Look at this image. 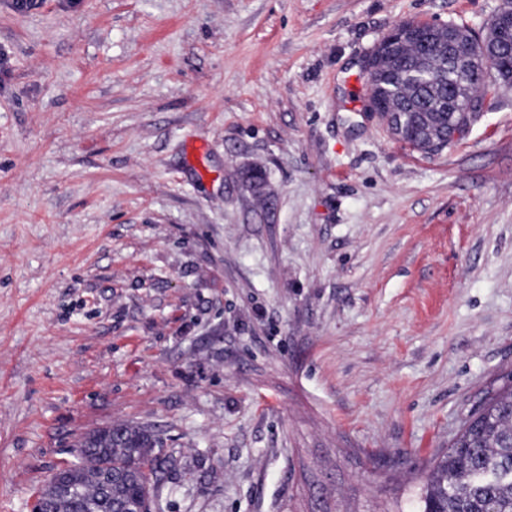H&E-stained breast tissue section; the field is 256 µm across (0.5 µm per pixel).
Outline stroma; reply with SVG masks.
<instances>
[{"label": "stroma", "instance_id": "1", "mask_svg": "<svg viewBox=\"0 0 512 512\" xmlns=\"http://www.w3.org/2000/svg\"><path fill=\"white\" fill-rule=\"evenodd\" d=\"M500 4L0 0V512L117 421L153 512H416L512 384V88L436 155L354 88Z\"/></svg>", "mask_w": 512, "mask_h": 512}]
</instances>
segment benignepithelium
Here are the masks:
<instances>
[{"label":"benign epithelium","instance_id":"benign-epithelium-1","mask_svg":"<svg viewBox=\"0 0 512 512\" xmlns=\"http://www.w3.org/2000/svg\"><path fill=\"white\" fill-rule=\"evenodd\" d=\"M429 46L447 58L461 78L482 80L512 78V0H502L484 33L451 23L414 24L402 22L383 35L376 43L363 71L369 86L368 112L396 138H401L403 116L380 95L383 82L403 79V73L388 68L394 54H405L414 48ZM485 96L471 88L462 98L445 104L451 113L448 142L466 136L480 118Z\"/></svg>","mask_w":512,"mask_h":512}]
</instances>
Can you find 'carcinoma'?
I'll return each mask as SVG.
<instances>
[{
    "label": "carcinoma",
    "mask_w": 512,
    "mask_h": 512,
    "mask_svg": "<svg viewBox=\"0 0 512 512\" xmlns=\"http://www.w3.org/2000/svg\"><path fill=\"white\" fill-rule=\"evenodd\" d=\"M436 80L423 87L405 86L391 94L398 108L418 101L434 113L437 130L448 132V113L438 108L448 97L455 79L443 62L434 63ZM124 438L112 437L107 425L85 433L76 445L84 448L67 469L71 491L57 492L54 478L41 491L47 512H124L123 504L149 495L156 498L167 482L174 460L162 457V449L149 443V428L120 422ZM127 475L112 494L98 490L97 477L104 469ZM420 512H512V389L491 397L462 424L448 453L426 475L419 501Z\"/></svg>",
    "instance_id": "obj_1"
}]
</instances>
